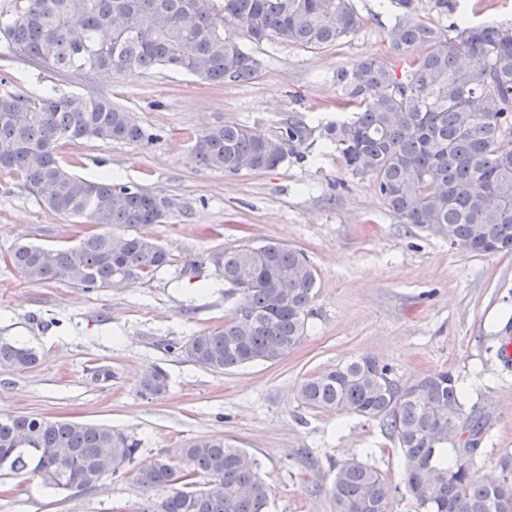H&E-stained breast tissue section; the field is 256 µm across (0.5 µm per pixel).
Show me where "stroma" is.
<instances>
[{"instance_id":"35a3bbf8","label":"stroma","mask_w":512,"mask_h":512,"mask_svg":"<svg viewBox=\"0 0 512 512\" xmlns=\"http://www.w3.org/2000/svg\"><path fill=\"white\" fill-rule=\"evenodd\" d=\"M352 2L362 25L341 46L247 43L259 75L237 85L165 68L54 72L18 57L0 59V95L104 97L131 112L152 142L82 141L60 147L58 156L82 178L109 174L173 203L162 223L145 229L171 262L144 280L91 290L32 283L8 260L14 245L67 247L84 225L0 174V337L40 355L23 373L0 367V415L105 424L140 443L132 463L85 492L0 476V512H137L146 499L163 496L141 488L137 471L160 456L178 459L203 434L259 460L271 512H335L336 464L348 459L374 465L395 486L392 512H418L401 490L402 453L381 421L312 409L298 399L308 377L360 356L405 379L440 370L454 375L467 413L485 422L473 457L477 476L498 474L501 457L512 455V362L498 355L512 339V254L461 252L401 223L373 178L348 173L320 135L342 116L337 71L388 55L387 32L401 12L397 0ZM415 6L420 20L442 28L462 16L473 23L512 20V0H458L452 12L436 0ZM291 119L311 133L299 156L275 169L231 174L191 157L196 137L209 127L238 123L274 133ZM270 239L304 252L317 273L301 344L279 363L224 373L189 362L179 346L223 325L241 298L217 277L211 255ZM100 366L111 370V380L94 379ZM155 367L167 373L169 387L151 400L139 383Z\"/></svg>"}]
</instances>
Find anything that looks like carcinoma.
Returning <instances> with one entry per match:
<instances>
[{
  "label": "carcinoma",
  "instance_id": "obj_1",
  "mask_svg": "<svg viewBox=\"0 0 512 512\" xmlns=\"http://www.w3.org/2000/svg\"><path fill=\"white\" fill-rule=\"evenodd\" d=\"M388 31L393 60L366 57L336 73L340 106L350 111L323 127L325 143L354 176H370L388 210L406 224L448 238L476 254L512 253V23L450 30L415 16L414 0ZM352 0H24L0 20L3 56L55 72H136L171 67L208 81L255 79L258 60L235 32L254 43L308 49L343 42L361 26ZM296 120L280 133L240 124L210 127L191 147L204 167L237 173L274 169L307 138ZM149 143L154 135L106 98L0 95V173L16 177L53 212L90 224L77 244L51 249L23 243L9 255L29 282L82 288L135 283L170 263L139 229L160 224L173 203L110 178L89 181L56 156L59 141ZM133 234H117L114 228ZM212 262L242 298L224 325L180 346L189 361L213 372L276 363L302 342L316 297V276L302 252L279 242L217 252ZM37 352L0 337V366L25 372ZM162 398L165 372L140 381ZM302 404L378 419L404 457V486L423 512H512V456L500 476L480 479L472 458L452 443L448 426L466 413L453 376L436 371L401 380L369 357L314 375ZM139 443L105 425L32 414L0 417V476L28 475L58 491H85L133 461ZM183 465L158 457L138 470L146 491L171 489L140 512H269V489L245 449L202 435L180 450ZM204 478L200 483L197 478ZM382 473L358 460L338 465L336 512H390Z\"/></svg>",
  "mask_w": 512,
  "mask_h": 512
}]
</instances>
